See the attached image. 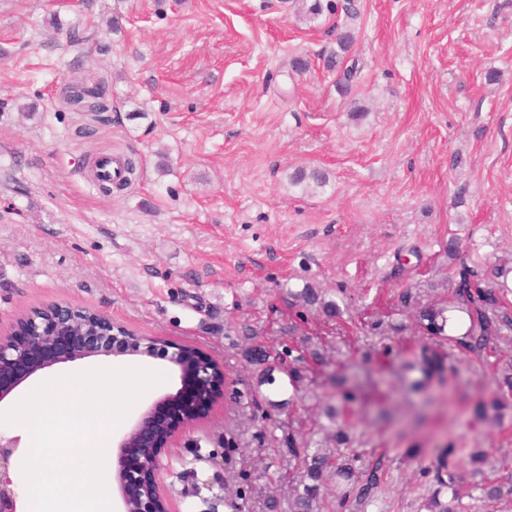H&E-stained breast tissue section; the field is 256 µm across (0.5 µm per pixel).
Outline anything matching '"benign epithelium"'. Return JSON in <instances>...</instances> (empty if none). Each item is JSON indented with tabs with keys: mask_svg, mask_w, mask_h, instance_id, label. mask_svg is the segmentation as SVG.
<instances>
[{
	"mask_svg": "<svg viewBox=\"0 0 512 512\" xmlns=\"http://www.w3.org/2000/svg\"><path fill=\"white\" fill-rule=\"evenodd\" d=\"M163 355L181 372V388L155 400L118 442L139 448L140 466L119 473L121 512H167L157 483L162 457L182 428L203 419L224 396V368L155 336H143L99 311L51 303L22 316L17 329L0 333V402L37 371L56 363L98 356ZM18 439L0 435V512H21L13 479Z\"/></svg>",
	"mask_w": 512,
	"mask_h": 512,
	"instance_id": "1",
	"label": "benign epithelium"
}]
</instances>
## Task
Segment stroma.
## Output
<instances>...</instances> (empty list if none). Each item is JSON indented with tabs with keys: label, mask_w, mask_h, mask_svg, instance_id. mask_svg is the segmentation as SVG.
Wrapping results in <instances>:
<instances>
[{
	"label": "stroma",
	"mask_w": 512,
	"mask_h": 512,
	"mask_svg": "<svg viewBox=\"0 0 512 512\" xmlns=\"http://www.w3.org/2000/svg\"><path fill=\"white\" fill-rule=\"evenodd\" d=\"M355 42L361 79L350 95L323 69L336 50L335 16L299 22L292 0H0V331L32 308L64 302L104 312L224 365V396L175 435L158 474L168 512H244L298 483L282 465L281 438L322 444L329 362L358 399L347 419L364 464L382 461L381 512H425L422 474L448 416L398 435L373 403L401 422L413 412L402 358L432 347L403 290L455 306L453 260L487 282L506 269L512 305V0H360ZM121 32L110 31L113 13ZM310 67L291 71L292 56ZM495 81H488V74ZM105 80L114 110L90 139V112L65 107L71 83ZM137 153L136 180L104 195L87 161ZM301 167L324 186L293 185ZM315 288L343 314L326 317L295 295ZM398 332L379 341L377 321ZM251 324L252 339L239 336ZM314 341L327 357H308ZM289 356L307 401L252 408L245 354ZM123 362L166 380L142 413L180 388V371L146 356L74 361L79 370ZM512 364V341L492 339L455 380L458 447L493 438L486 483L512 475V420L474 419L494 370ZM276 427L257 445L251 415Z\"/></svg>",
	"instance_id": "1"
}]
</instances>
